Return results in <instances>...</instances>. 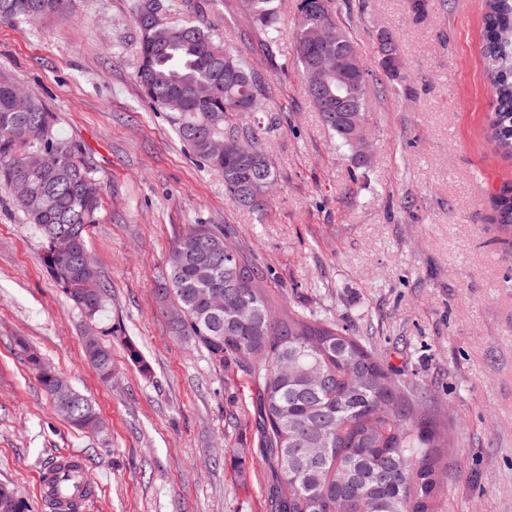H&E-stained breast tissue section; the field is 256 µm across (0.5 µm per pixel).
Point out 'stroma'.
<instances>
[{"label": "stroma", "mask_w": 512, "mask_h": 512, "mask_svg": "<svg viewBox=\"0 0 512 512\" xmlns=\"http://www.w3.org/2000/svg\"><path fill=\"white\" fill-rule=\"evenodd\" d=\"M135 2L67 0L55 17L0 18V71L55 112L102 185L87 242L109 289L94 328L112 348L105 384L83 356L81 313L43 262L44 238L0 189V483L28 512H52L37 474L76 452L96 485L80 512H266L248 378L175 339L155 295L184 228L226 224L274 304L347 326L446 412L456 457L442 512H512V238L493 203L512 161L485 136L482 0H430L422 17L407 0H335L371 71L365 159L337 147L307 96L292 53L296 0H281L270 46L238 0H212L206 25L266 87L263 111L240 119L277 171L259 213L227 199L222 175L144 95ZM382 30L405 81L378 63ZM31 348L95 402L103 432L55 411Z\"/></svg>", "instance_id": "stroma-1"}]
</instances>
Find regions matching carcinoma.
I'll return each mask as SVG.
<instances>
[{
	"label": "carcinoma",
	"instance_id": "carcinoma-1",
	"mask_svg": "<svg viewBox=\"0 0 512 512\" xmlns=\"http://www.w3.org/2000/svg\"><path fill=\"white\" fill-rule=\"evenodd\" d=\"M64 0H0V18L38 20L58 15ZM156 0H138L135 23L141 63L137 80L151 104L167 110L173 95L188 109L173 115L179 137L224 177V190L241 209H264L267 185L276 178L268 154L250 157L234 150L238 140L257 139L234 117L261 109L259 78L226 50L198 19L179 25L152 24ZM248 16L276 39L278 0H241ZM334 0H297L294 57L308 94L325 126L349 145L368 131L369 98L352 99L351 111L328 112L345 95L331 70L311 72V55L331 58L354 51L339 24ZM336 42L322 44L325 27ZM379 62L394 80L405 78L392 35H378ZM484 70L493 91L488 133L497 152L512 160V0H485L482 22ZM19 87L0 74V187H6L28 223L47 242L50 276L89 320L103 310L107 294L97 265L88 258L87 228L97 222L101 185L78 143L64 139L54 113L38 98L15 109ZM224 141L222 156L211 142ZM40 154L48 161L28 173L24 163ZM497 224L512 235V186L496 196ZM230 228L191 224L172 247L158 298L171 301L181 318L173 335L204 347L219 365L232 363L255 390L261 456L271 470L266 512H441L448 469L447 418L431 411L426 392L412 390L349 330L329 319L290 308L274 314L261 269L231 248ZM87 362L103 382L112 370V351L99 337L83 340ZM28 364L56 411L75 429L97 431L102 421L93 402L59 376L44 377L35 352Z\"/></svg>",
	"mask_w": 512,
	"mask_h": 512
}]
</instances>
